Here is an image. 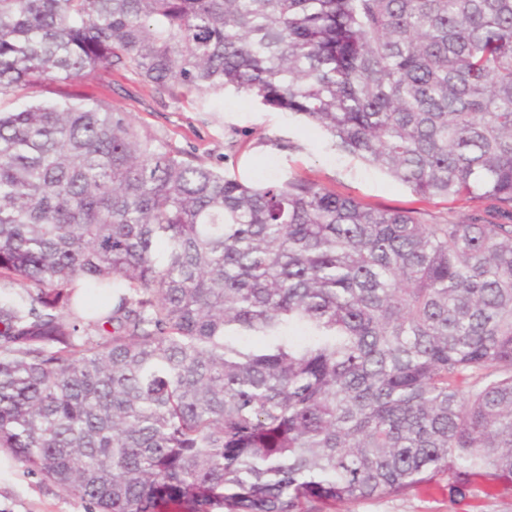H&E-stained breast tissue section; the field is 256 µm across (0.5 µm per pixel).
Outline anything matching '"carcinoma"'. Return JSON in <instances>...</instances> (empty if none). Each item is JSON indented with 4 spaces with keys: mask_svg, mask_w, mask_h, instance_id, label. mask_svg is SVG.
<instances>
[{
    "mask_svg": "<svg viewBox=\"0 0 512 512\" xmlns=\"http://www.w3.org/2000/svg\"><path fill=\"white\" fill-rule=\"evenodd\" d=\"M232 88L429 224L253 185L93 92ZM0 448L97 512L512 479V0H0Z\"/></svg>",
    "mask_w": 512,
    "mask_h": 512,
    "instance_id": "obj_1",
    "label": "carcinoma"
}]
</instances>
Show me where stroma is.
Instances as JSON below:
<instances>
[{
    "label": "stroma",
    "mask_w": 512,
    "mask_h": 512,
    "mask_svg": "<svg viewBox=\"0 0 512 512\" xmlns=\"http://www.w3.org/2000/svg\"><path fill=\"white\" fill-rule=\"evenodd\" d=\"M100 91L114 108L132 113L147 130L180 149H197L225 175L254 183L294 174L311 177L327 188L380 207H421L427 222L463 217L472 202L434 199L418 203L410 189L353 156L332 150L327 136L303 119L263 108L228 91L212 97L207 111L193 101L159 104L133 79L113 78ZM447 476L436 488L336 507L335 512H512V484L497 485L485 496L484 480L466 498L449 497ZM0 512H91L88 504L64 493L53 482L27 474L11 453L0 456Z\"/></svg>",
    "instance_id": "obj_1"
}]
</instances>
